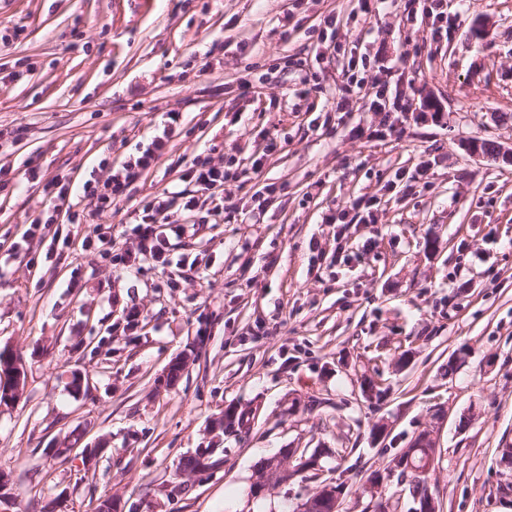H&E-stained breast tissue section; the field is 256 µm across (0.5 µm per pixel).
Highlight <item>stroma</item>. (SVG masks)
<instances>
[{"label": "stroma", "mask_w": 512, "mask_h": 512, "mask_svg": "<svg viewBox=\"0 0 512 512\" xmlns=\"http://www.w3.org/2000/svg\"><path fill=\"white\" fill-rule=\"evenodd\" d=\"M430 5L0 0V347L27 376L0 410V512H95L111 495L125 512H294L326 484L342 512H412L392 460L424 431L438 512H512V162L464 148L512 150V0H443L437 39ZM427 97L438 120L420 115ZM170 112L168 153L96 213L83 182L136 158ZM271 138L280 151L232 207L205 202L170 237L168 264H113L194 156L249 169ZM51 181L80 223L40 226ZM235 408L250 428L214 432ZM77 429L109 442L96 468L50 453ZM216 446L223 467L173 493L181 459ZM287 448L323 449L321 470L257 492Z\"/></svg>", "instance_id": "1"}]
</instances>
